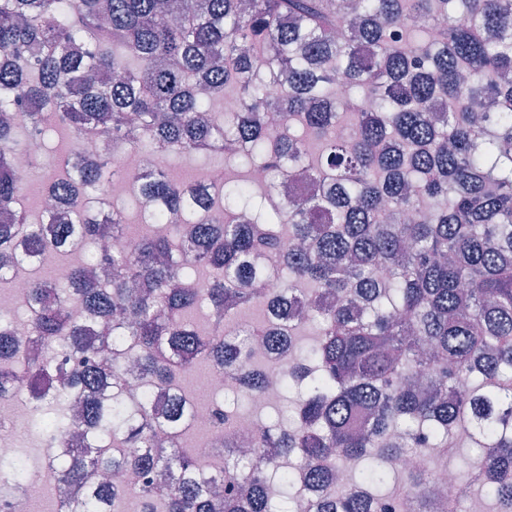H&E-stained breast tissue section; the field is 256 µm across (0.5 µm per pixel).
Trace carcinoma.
Returning <instances> with one entry per match:
<instances>
[{
    "mask_svg": "<svg viewBox=\"0 0 512 512\" xmlns=\"http://www.w3.org/2000/svg\"><path fill=\"white\" fill-rule=\"evenodd\" d=\"M57 128L244 174L202 187L114 155L64 163L43 186L53 225L20 204L15 159ZM300 173L313 191L276 204ZM135 179L149 231L114 248L127 222L112 187ZM0 209L9 287L49 245L97 258L62 283L28 276L26 319L0 310V396L24 390L53 480L84 488L57 512H124L127 490L98 476L126 468L139 512H287L307 489L314 512H430L434 472L392 460L451 448L463 426L478 455L453 502L476 490L512 512V0H0ZM203 302L204 336L189 318ZM251 307L288 333L239 327ZM256 339L288 358L296 415L256 436L272 460L227 444L201 462L181 442L180 377L206 361L250 404ZM129 366L175 387L164 417L147 391L127 402ZM235 405L210 403L209 426L239 420ZM343 458L361 466L339 492ZM38 460L0 457V475L27 484ZM396 476L402 492L375 493Z\"/></svg>",
    "mask_w": 512,
    "mask_h": 512,
    "instance_id": "obj_1",
    "label": "carcinoma"
}]
</instances>
